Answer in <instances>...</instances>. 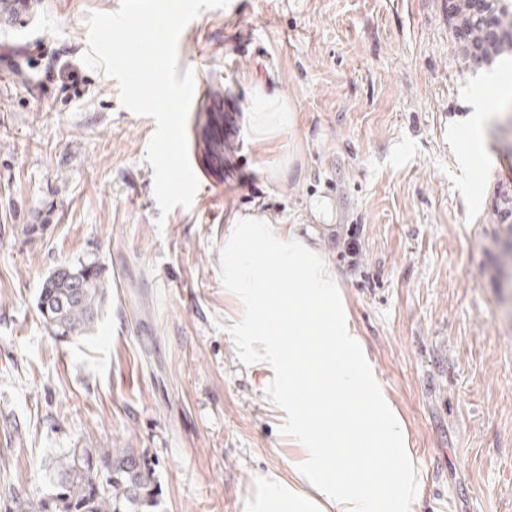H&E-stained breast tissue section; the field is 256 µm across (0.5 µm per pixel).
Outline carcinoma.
<instances>
[{
    "instance_id": "1",
    "label": "carcinoma",
    "mask_w": 512,
    "mask_h": 512,
    "mask_svg": "<svg viewBox=\"0 0 512 512\" xmlns=\"http://www.w3.org/2000/svg\"><path fill=\"white\" fill-rule=\"evenodd\" d=\"M512 0H455L451 24L461 48L473 59L512 52ZM499 223L506 225V256L512 262V195H499ZM110 283L96 263L65 264L45 279L37 307L43 324L58 339L90 332L101 318ZM61 491L55 499L11 500L6 512H150L156 499L152 469L128 448H69L55 461Z\"/></svg>"
}]
</instances>
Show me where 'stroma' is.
<instances>
[{
  "mask_svg": "<svg viewBox=\"0 0 512 512\" xmlns=\"http://www.w3.org/2000/svg\"><path fill=\"white\" fill-rule=\"evenodd\" d=\"M454 0H230L181 33L193 69L190 207L161 213L145 160L152 118L84 66L87 18L120 0H24L0 10V498L52 491L80 443L130 448L159 487L153 512H243L267 470L302 455L234 331L224 236L254 206L292 224L334 210L322 255L396 410L417 468L413 512H512V288L494 212L512 121L467 59ZM45 41L50 52L30 53ZM80 81L61 86L60 65ZM298 122L256 142L253 91ZM492 112L471 160L476 111ZM289 164L286 179L273 170ZM37 225L28 234L27 225ZM357 253H350V243ZM110 282L91 333L56 339L37 309L60 265Z\"/></svg>",
  "mask_w": 512,
  "mask_h": 512,
  "instance_id": "35a3bbf8",
  "label": "stroma"
}]
</instances>
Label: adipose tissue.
Instances as JSON below:
<instances>
[{
  "label": "adipose tissue",
  "mask_w": 512,
  "mask_h": 512,
  "mask_svg": "<svg viewBox=\"0 0 512 512\" xmlns=\"http://www.w3.org/2000/svg\"><path fill=\"white\" fill-rule=\"evenodd\" d=\"M296 122L287 100L256 92L247 118L255 139ZM313 235L255 211L235 215L224 237V285L242 308L237 326L254 364L270 372L303 450L293 479L264 473L244 512H413L407 436ZM345 448L358 451L354 467Z\"/></svg>",
  "instance_id": "adipose-tissue-1"
}]
</instances>
